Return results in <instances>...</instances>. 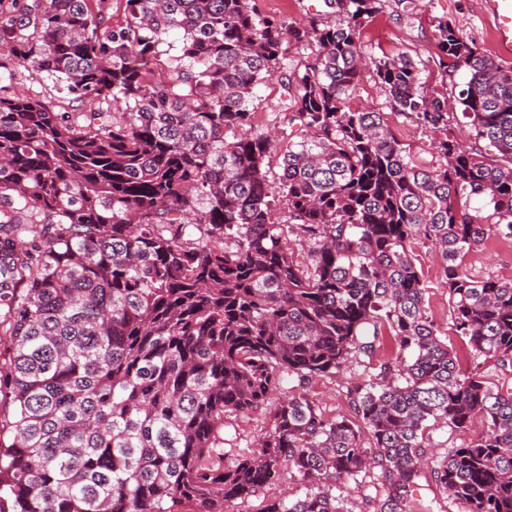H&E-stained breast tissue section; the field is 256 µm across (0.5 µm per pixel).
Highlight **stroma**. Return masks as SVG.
<instances>
[{
	"label": "stroma",
	"mask_w": 512,
	"mask_h": 512,
	"mask_svg": "<svg viewBox=\"0 0 512 512\" xmlns=\"http://www.w3.org/2000/svg\"><path fill=\"white\" fill-rule=\"evenodd\" d=\"M254 8L264 15L283 17L292 24H301L308 17L324 13L323 0H254ZM448 20L460 26L465 37L472 40L481 52L497 57L493 30L482 12L481 0H385L382 10L365 22L361 39L367 53L375 57L409 56L419 68V77L427 93L447 98L448 110L460 112L457 90L452 89L442 76L435 61L438 57L436 26L439 20ZM282 87L275 82L259 85L255 90L253 124L261 131L276 132L281 140H288L290 130L282 123L279 104ZM356 102L381 113L406 150L409 159L417 165L430 168L438 165L433 151L432 132L425 130L407 116L393 111L387 94L371 78H364L357 90ZM416 265L427 284L425 307L436 323L442 340L463 367L475 364L468 342L457 336L452 320L448 291L440 285L441 275L430 245L414 246ZM471 276H496L512 279V252L501 247L500 238L487 236L483 243L465 259ZM345 375L319 377L309 383L310 393L320 403L324 415L353 417L354 410L346 396ZM485 429L482 418H475L466 429H456L438 423L429 430V457L439 459L452 448L470 445ZM306 485L291 472L282 468L279 479L258 495L231 504L229 512H261L265 502L283 496L295 500L304 497ZM408 512H468L461 501L449 497L434 481L421 479L411 496Z\"/></svg>",
	"instance_id": "1"
}]
</instances>
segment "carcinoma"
I'll use <instances>...</instances> for the list:
<instances>
[{
	"label": "carcinoma",
	"mask_w": 512,
	"mask_h": 512,
	"mask_svg": "<svg viewBox=\"0 0 512 512\" xmlns=\"http://www.w3.org/2000/svg\"><path fill=\"white\" fill-rule=\"evenodd\" d=\"M121 2L114 22L113 0H0V506L228 512L286 463L309 490L263 512H345L332 488L367 471L373 512H406L430 424L480 416L433 476L469 512H512V392L457 363L412 253L434 249L473 355L512 368V280L465 264L512 238V68L438 22L461 138L410 58L366 57L384 0H323L338 20L302 28L251 0ZM290 39L316 46L301 69ZM25 73L41 90L15 89ZM366 74L439 134L438 166L354 105ZM275 76L283 121L307 132L282 146L252 122ZM387 336L398 354L376 367ZM343 370L354 420L304 389ZM285 374L298 385L269 403ZM263 407L256 450L224 462L229 418Z\"/></svg>",
	"instance_id": "1"
}]
</instances>
